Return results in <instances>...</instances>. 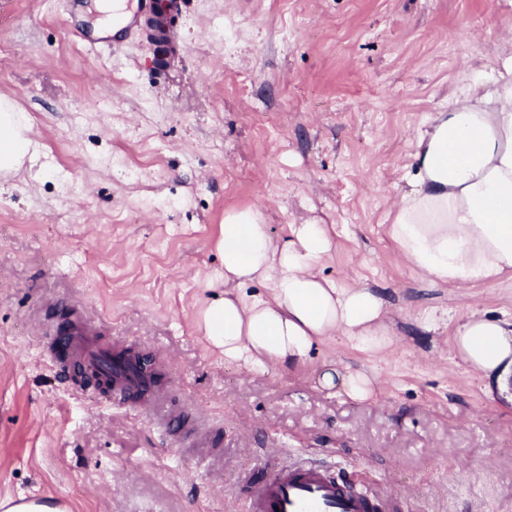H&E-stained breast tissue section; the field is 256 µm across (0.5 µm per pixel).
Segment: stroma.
<instances>
[{"mask_svg": "<svg viewBox=\"0 0 512 512\" xmlns=\"http://www.w3.org/2000/svg\"><path fill=\"white\" fill-rule=\"evenodd\" d=\"M100 0H0V95L35 161L0 174V496L69 512H246L235 475L286 454L401 512H512V396L458 356L472 310L512 321V274L429 286L386 229L421 189L418 137L512 62V0H185L180 58L98 45ZM273 239L326 225L325 275L375 288L389 345L324 341L255 371L197 327L222 290L226 213ZM89 317L99 344L163 361L180 420L57 376L37 321ZM335 363L375 399L321 388Z\"/></svg>", "mask_w": 512, "mask_h": 512, "instance_id": "1", "label": "stroma"}]
</instances>
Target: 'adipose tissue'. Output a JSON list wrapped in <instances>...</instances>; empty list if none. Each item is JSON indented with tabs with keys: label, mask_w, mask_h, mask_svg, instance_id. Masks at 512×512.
<instances>
[{
	"label": "adipose tissue",
	"mask_w": 512,
	"mask_h": 512,
	"mask_svg": "<svg viewBox=\"0 0 512 512\" xmlns=\"http://www.w3.org/2000/svg\"><path fill=\"white\" fill-rule=\"evenodd\" d=\"M27 118L0 100V170L34 157ZM415 155L423 190L402 198L387 234L400 258L433 284L466 287L512 272V80L469 94L438 113ZM332 241L325 225L296 224L273 240L253 210L227 213L215 243L224 294L197 323L225 360L254 369L303 365L342 333L365 352L388 343V307L373 288L325 277ZM455 348L472 370L512 376V324L473 312Z\"/></svg>",
	"instance_id": "ef3b65f1"
}]
</instances>
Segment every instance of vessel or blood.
Here are the masks:
<instances>
[{"mask_svg": "<svg viewBox=\"0 0 512 512\" xmlns=\"http://www.w3.org/2000/svg\"><path fill=\"white\" fill-rule=\"evenodd\" d=\"M157 0H137L132 16L113 9L112 22L119 33H126L138 25L155 33L168 31L165 14L158 13ZM68 334L70 355L58 354L61 334ZM48 328L45 334L49 354L62 377H69L74 365H82L87 373L99 374L96 391L108 401L125 404L133 401L150 377L134 362L122 360L113 370L103 368L108 349L99 347L89 338V327L83 317L72 319L67 332ZM247 512H394L397 498L357 490L353 484L337 477L327 469L305 459L280 464L257 482L244 481Z\"/></svg>", "mask_w": 512, "mask_h": 512, "instance_id": "1", "label": "vessel or blood"}]
</instances>
